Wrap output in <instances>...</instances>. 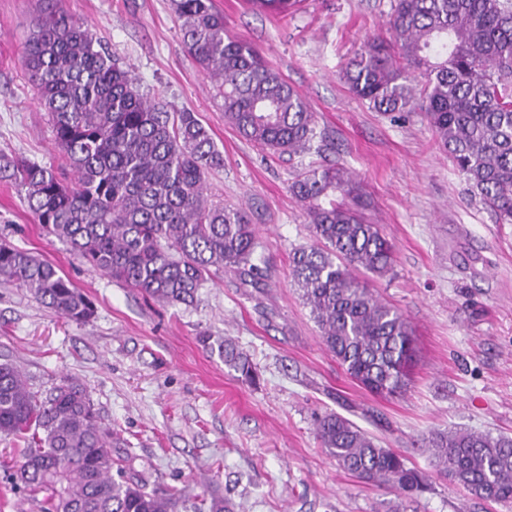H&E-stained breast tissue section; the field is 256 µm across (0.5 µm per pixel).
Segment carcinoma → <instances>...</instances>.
<instances>
[{
	"mask_svg": "<svg viewBox=\"0 0 512 512\" xmlns=\"http://www.w3.org/2000/svg\"><path fill=\"white\" fill-rule=\"evenodd\" d=\"M23 65L52 118L60 169L22 157L0 159V176L24 193L38 223L82 262L148 300L192 306L214 270L243 285L255 229L247 211L208 201L206 174L224 155L193 112L170 113L141 92L129 67L97 49L93 34L61 0H39ZM286 16L292 0H250ZM187 52L217 84L224 118L250 142L280 154L320 153L313 113L288 81L246 42L231 36L212 0H174ZM419 71L409 79L405 67ZM351 92L378 112H419L471 196L512 224V0H394L389 39L374 41L344 68ZM316 244L293 251L291 272L325 348L359 385L377 395L407 390L414 336L408 321L362 283L383 277L393 248L359 213V186L345 170L311 163L291 184ZM0 276L76 322L93 303L54 264L0 243ZM239 378L259 374L226 338L203 335ZM0 434L20 445L10 483L40 512H202L181 492L149 488L112 460L125 442L103 422L87 390L65 380L45 398L12 364H0ZM315 434L346 472L411 498L428 477L406 456L338 413L316 418ZM421 447L437 471L471 495L512 501V436L434 431Z\"/></svg>",
	"mask_w": 512,
	"mask_h": 512,
	"instance_id": "cac0c4a2",
	"label": "carcinoma"
}]
</instances>
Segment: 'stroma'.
Instances as JSON below:
<instances>
[{"mask_svg":"<svg viewBox=\"0 0 512 512\" xmlns=\"http://www.w3.org/2000/svg\"><path fill=\"white\" fill-rule=\"evenodd\" d=\"M228 31L253 46L305 100L326 145L321 164L361 185L365 216L394 249L392 273L366 282L410 323L409 387L381 397L358 386L327 351L291 275L296 247L314 241L290 193L306 155L274 154L224 120L223 100L182 42L173 0H63L103 48L168 111L196 113L224 154L207 197L246 207L262 276L241 285L212 273L193 306H162L89 269L48 236L22 195L0 180V240L39 255L93 301L85 323L61 317L0 276V363L47 393L83 385L151 480L232 512H512L450 484L416 442L450 428L512 435V224L471 198L448 153L416 112L371 110L340 77L367 40L388 37L393 0H298L287 16L247 0H214ZM37 0H0V156L58 166L51 117L22 64ZM232 339L260 383L207 353L200 334ZM337 412L401 451L430 477L416 500L340 468L315 435Z\"/></svg>","mask_w":512,"mask_h":512,"instance_id":"stroma-1","label":"stroma"}]
</instances>
